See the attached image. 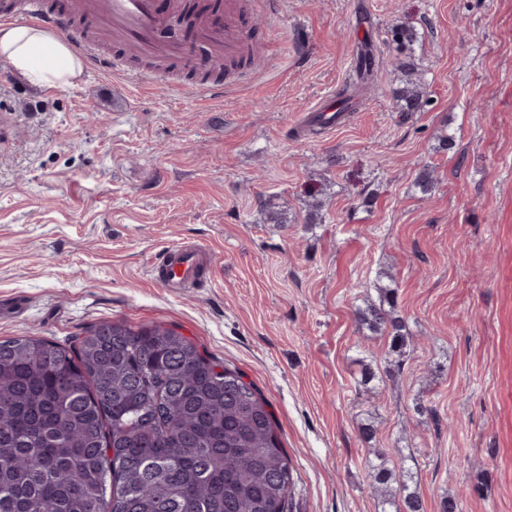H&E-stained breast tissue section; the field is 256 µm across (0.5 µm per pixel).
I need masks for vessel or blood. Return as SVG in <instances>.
I'll list each match as a JSON object with an SVG mask.
<instances>
[{
	"instance_id": "obj_1",
	"label": "vessel or blood",
	"mask_w": 512,
	"mask_h": 512,
	"mask_svg": "<svg viewBox=\"0 0 512 512\" xmlns=\"http://www.w3.org/2000/svg\"><path fill=\"white\" fill-rule=\"evenodd\" d=\"M247 0H224V20L199 22L173 40L161 39L173 22L171 11L157 0H76L73 9L50 8L47 0H0V20L34 23L70 38L88 68L110 66L114 74H127L130 58L158 59L192 71L206 68L213 77L211 91L224 94L219 75L245 59L260 63L257 46L246 29ZM121 50L123 62L114 63L102 44ZM195 249L177 248L158 270L161 280L191 285L202 269Z\"/></svg>"
}]
</instances>
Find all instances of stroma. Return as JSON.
Wrapping results in <instances>:
<instances>
[{
  "mask_svg": "<svg viewBox=\"0 0 512 512\" xmlns=\"http://www.w3.org/2000/svg\"><path fill=\"white\" fill-rule=\"evenodd\" d=\"M255 22L266 67L220 100L199 80L107 69L38 88L0 61V340L176 328L269 402L289 512H380L377 450L413 458L423 512L451 493L462 512H512V0H279ZM397 24L418 33L407 52L427 97L406 121ZM367 37L377 80L310 130ZM175 247L202 250L205 284L158 278ZM388 277L410 354L363 386L389 339L355 311Z\"/></svg>",
  "mask_w": 512,
  "mask_h": 512,
  "instance_id": "stroma-1",
  "label": "stroma"
}]
</instances>
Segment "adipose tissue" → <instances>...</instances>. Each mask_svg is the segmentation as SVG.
Wrapping results in <instances>:
<instances>
[{
	"mask_svg": "<svg viewBox=\"0 0 512 512\" xmlns=\"http://www.w3.org/2000/svg\"><path fill=\"white\" fill-rule=\"evenodd\" d=\"M0 60L36 87L63 88L79 73L77 59L64 44L28 25L0 24Z\"/></svg>",
	"mask_w": 512,
	"mask_h": 512,
	"instance_id": "obj_1",
	"label": "adipose tissue"
}]
</instances>
